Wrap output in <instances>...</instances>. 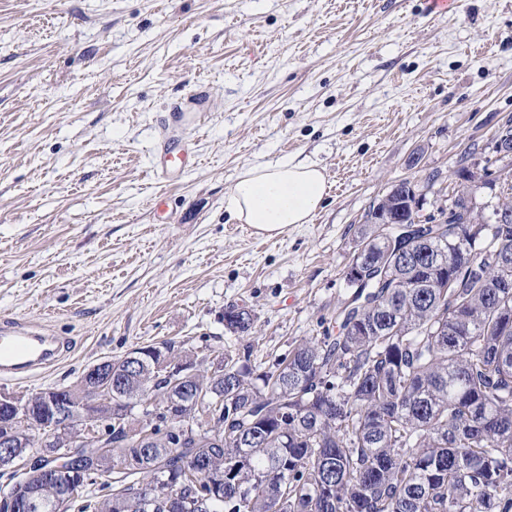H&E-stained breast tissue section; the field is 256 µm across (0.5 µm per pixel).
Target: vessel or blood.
Returning <instances> with one entry per match:
<instances>
[{
	"mask_svg": "<svg viewBox=\"0 0 512 512\" xmlns=\"http://www.w3.org/2000/svg\"><path fill=\"white\" fill-rule=\"evenodd\" d=\"M210 108L207 91L196 88L180 102L174 103L158 123L156 159L151 165L155 174H168L170 168L185 164L184 156L170 144L169 132L175 128L193 130ZM65 337L40 326L0 321V377L25 379L56 364L67 351Z\"/></svg>",
	"mask_w": 512,
	"mask_h": 512,
	"instance_id": "vessel-or-blood-1",
	"label": "vessel or blood"
}]
</instances>
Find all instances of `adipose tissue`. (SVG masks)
Returning a JSON list of instances; mask_svg holds the SVG:
<instances>
[{
	"label": "adipose tissue",
	"mask_w": 512,
	"mask_h": 512,
	"mask_svg": "<svg viewBox=\"0 0 512 512\" xmlns=\"http://www.w3.org/2000/svg\"><path fill=\"white\" fill-rule=\"evenodd\" d=\"M328 195L323 167L287 157L243 170L224 196V210L255 234L270 238L291 225L309 223Z\"/></svg>",
	"instance_id": "obj_1"
}]
</instances>
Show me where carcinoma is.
I'll return each instance as SVG.
<instances>
[{"instance_id": "carcinoma-1", "label": "carcinoma", "mask_w": 512, "mask_h": 512, "mask_svg": "<svg viewBox=\"0 0 512 512\" xmlns=\"http://www.w3.org/2000/svg\"><path fill=\"white\" fill-rule=\"evenodd\" d=\"M475 172L458 179L448 218L420 225L405 268L397 226L361 224L351 261L374 269L323 335L300 340L268 366L226 353L222 372L204 367L208 389L175 407L190 432L173 440L155 350L179 360L169 342L138 347L141 368L115 398L81 382L58 388L74 406L92 402L80 427L43 411H0V436L17 430V454L103 447L85 480L39 481L40 512L62 494L112 488L95 512H165L157 499L177 488L173 512H512V221L484 224L471 207ZM381 209L412 218L403 191ZM226 329L250 333L244 307L225 308ZM205 459L209 474L197 470Z\"/></svg>"}]
</instances>
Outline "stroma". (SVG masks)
I'll list each match as a JSON object with an SVG mask.
<instances>
[{
    "instance_id": "1",
    "label": "stroma",
    "mask_w": 512,
    "mask_h": 512,
    "mask_svg": "<svg viewBox=\"0 0 512 512\" xmlns=\"http://www.w3.org/2000/svg\"><path fill=\"white\" fill-rule=\"evenodd\" d=\"M211 108L175 130L192 165L150 168L158 119L197 86ZM512 119V0H0V319L69 337L56 366L0 393L29 397L85 367L171 341L252 362L323 333L370 204L439 179L445 220L466 147L490 170ZM325 168L326 205L274 238L231 221L224 195L282 157ZM225 323H227L228 325L226 326ZM253 323L254 320L252 318V315L250 311L245 307L230 305L229 307L225 308L224 326L230 333L238 334V337L247 336L249 335L253 327ZM234 324L238 325L239 329L241 330V333L237 330L231 329V327L234 326Z\"/></svg>"
}]
</instances>
